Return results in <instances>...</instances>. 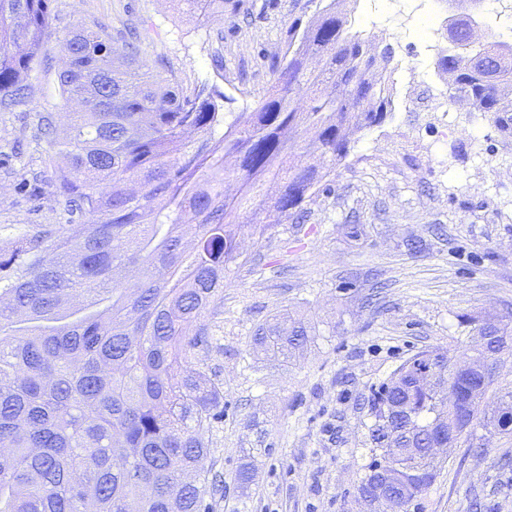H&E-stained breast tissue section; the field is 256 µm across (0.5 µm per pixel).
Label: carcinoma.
I'll return each mask as SVG.
<instances>
[{
  "label": "carcinoma",
  "instance_id": "cac0c4a2",
  "mask_svg": "<svg viewBox=\"0 0 512 512\" xmlns=\"http://www.w3.org/2000/svg\"><path fill=\"white\" fill-rule=\"evenodd\" d=\"M480 2L457 13L437 67L449 97L512 136V43L471 40ZM178 3L224 17V0ZM51 22V0H0V112L27 98ZM62 51L61 95L83 111L65 113L62 137L55 115L40 116L35 137L46 138L65 223L0 252V512H206L224 492L206 439L224 419V385L200 355L224 335L239 218L255 216L247 228L260 240L313 195L335 193L329 176L352 137L387 117L390 88L375 71L391 59L368 55L330 0L288 27L274 83L227 124L213 87L185 95L140 72L127 40L119 64L83 27ZM308 55L319 70L306 69ZM473 332L467 366H449L444 348L418 352L373 399L359 498L409 512L444 467L434 442L470 441L476 425L512 433V389L492 370L512 324L488 315ZM310 340L288 311L254 333L285 360Z\"/></svg>",
  "mask_w": 512,
  "mask_h": 512
}]
</instances>
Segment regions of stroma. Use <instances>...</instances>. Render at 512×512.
I'll list each match as a JSON object with an SVG mask.
<instances>
[{
  "mask_svg": "<svg viewBox=\"0 0 512 512\" xmlns=\"http://www.w3.org/2000/svg\"><path fill=\"white\" fill-rule=\"evenodd\" d=\"M243 0L220 20L185 13L175 0H53L46 59L30 73L31 94L0 112V251L22 235L58 224L61 204L48 179L33 180L44 142L42 112H64L62 42L77 27L115 42L132 26L144 72L175 77L184 91L208 82L228 113L252 111L274 80L289 25L309 21L323 0ZM445 0H359L351 15L369 50L394 48V65H416L392 84V110L356 135L333 175L331 197L313 196L302 219L262 241L239 237L243 263L224 272V336L207 362L224 385V420L211 458L224 494L211 512H358L369 461L364 426L375 391L417 352L443 347L463 356L467 318L512 313V138L488 117L451 101L448 76L424 50L429 14ZM315 327L307 348L282 361L255 345L276 312ZM481 456L451 449L411 512H512V436L484 435ZM249 483H239L241 467Z\"/></svg>",
  "mask_w": 512,
  "mask_h": 512,
  "instance_id": "obj_1",
  "label": "stroma"
}]
</instances>
